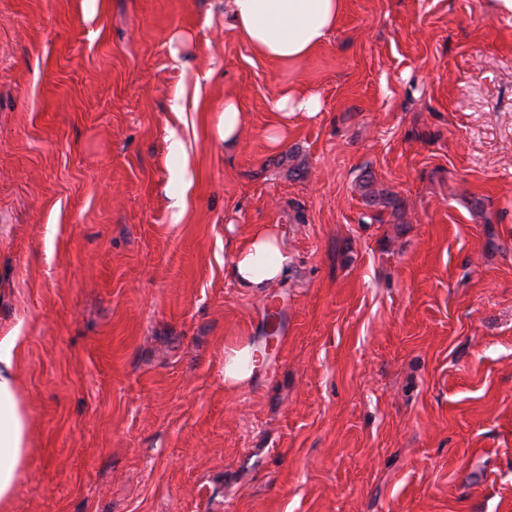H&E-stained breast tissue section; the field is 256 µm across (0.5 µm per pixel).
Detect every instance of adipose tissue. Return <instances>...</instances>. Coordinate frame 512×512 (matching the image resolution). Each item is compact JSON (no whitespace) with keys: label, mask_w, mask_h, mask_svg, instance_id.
I'll return each mask as SVG.
<instances>
[{"label":"adipose tissue","mask_w":512,"mask_h":512,"mask_svg":"<svg viewBox=\"0 0 512 512\" xmlns=\"http://www.w3.org/2000/svg\"><path fill=\"white\" fill-rule=\"evenodd\" d=\"M346 0H227L230 26L253 52L282 66L297 64L326 41L338 26ZM276 120L265 133L269 149L288 140V119L320 110L317 96L287 87L275 101ZM288 268V255L276 235L260 230L239 240L229 265L231 278L245 288H267ZM22 351L18 331L0 336V512H8L31 454L29 421L13 373ZM263 362L262 350L247 341L224 349V385L250 380Z\"/></svg>","instance_id":"ef3b65f1"}]
</instances>
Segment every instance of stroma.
I'll use <instances>...</instances> for the list:
<instances>
[{"label": "stroma", "mask_w": 512, "mask_h": 512, "mask_svg": "<svg viewBox=\"0 0 512 512\" xmlns=\"http://www.w3.org/2000/svg\"><path fill=\"white\" fill-rule=\"evenodd\" d=\"M287 86L321 110L271 152ZM260 229L290 257L267 293L227 275ZM2 288L10 512H512V13L346 0L281 66L224 0H0ZM243 122V112L240 111L237 100L232 95H225L224 109L217 115L214 123V135L224 145L237 142ZM22 351L17 330L0 336V509L9 510L31 454L29 421L13 373ZM263 362L262 350L249 341L229 344L224 348V386L237 388L250 380Z\"/></svg>", "instance_id": "obj_1"}]
</instances>
